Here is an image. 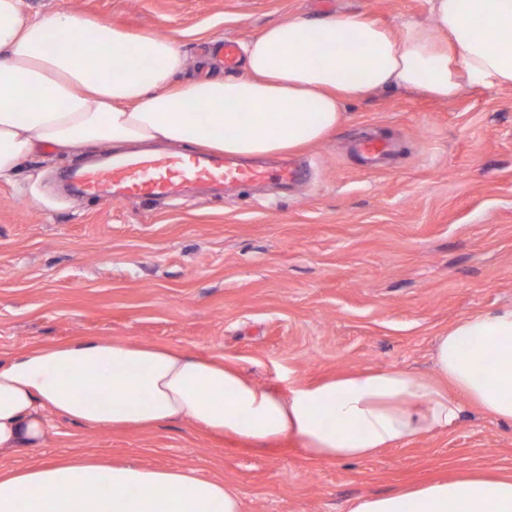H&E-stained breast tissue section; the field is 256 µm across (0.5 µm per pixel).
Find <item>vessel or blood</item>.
<instances>
[{"label":"vessel or blood","mask_w":512,"mask_h":512,"mask_svg":"<svg viewBox=\"0 0 512 512\" xmlns=\"http://www.w3.org/2000/svg\"><path fill=\"white\" fill-rule=\"evenodd\" d=\"M358 150L369 164L386 160L392 152L389 143L373 138L361 141ZM67 178L78 194L117 203L172 197L186 185L203 195L217 188L262 187L271 181L298 185L303 172L288 165L273 169L209 154L160 153L73 170Z\"/></svg>","instance_id":"obj_1"}]
</instances>
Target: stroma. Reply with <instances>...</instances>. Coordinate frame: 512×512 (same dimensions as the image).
Masks as SVG:
<instances>
[{"label":"stroma","instance_id":"35a3bbf8","mask_svg":"<svg viewBox=\"0 0 512 512\" xmlns=\"http://www.w3.org/2000/svg\"><path fill=\"white\" fill-rule=\"evenodd\" d=\"M132 32L184 33L187 77L209 47L291 16L358 12L392 29L429 22V0H28ZM325 141L296 151L309 181L157 202L73 200L59 174L103 150H41L0 182V359L74 336L154 344L234 364L262 387L371 368L434 372L455 321L512 305V87L452 102L391 88L347 102ZM367 137L399 153L368 170ZM41 447L0 470L92 455L189 469L242 512H350L356 499L462 469L512 473V423L465 406L447 431L377 455L320 463L293 440L264 448L187 421L139 430L48 412Z\"/></svg>","mask_w":512,"mask_h":512}]
</instances>
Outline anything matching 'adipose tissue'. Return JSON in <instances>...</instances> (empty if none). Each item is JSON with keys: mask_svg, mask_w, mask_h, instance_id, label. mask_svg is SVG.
<instances>
[{"mask_svg": "<svg viewBox=\"0 0 512 512\" xmlns=\"http://www.w3.org/2000/svg\"><path fill=\"white\" fill-rule=\"evenodd\" d=\"M430 11L432 22L398 33L358 13L291 16L243 44L241 75L178 84L187 65L179 37L0 0V182L16 181L44 146L189 144L262 157L322 142L346 102L378 90L452 102L469 89L512 87V0H430ZM434 366L431 378L374 369L284 396L215 359L78 336L0 361V452L41 445L49 410L93 426L188 420L260 447L292 437L320 462L447 430L467 403L512 422V306L450 325ZM105 485L111 512H242L223 482L85 459L0 472V512H104ZM350 512H512V475L468 470L360 499Z\"/></svg>", "mask_w": 512, "mask_h": 512, "instance_id": "1", "label": "adipose tissue"}]
</instances>
